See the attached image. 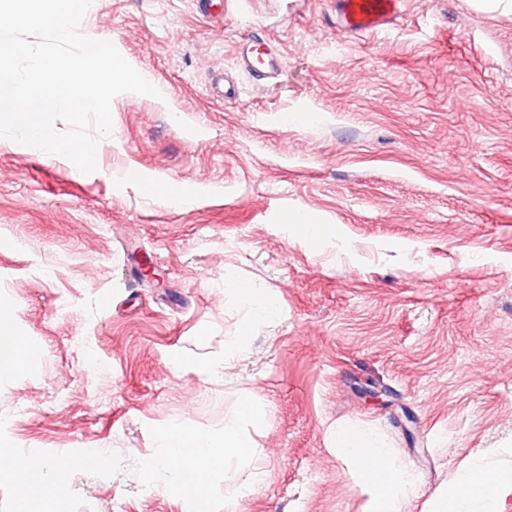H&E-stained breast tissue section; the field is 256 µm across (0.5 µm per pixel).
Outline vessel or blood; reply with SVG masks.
<instances>
[{
  "label": "vessel or blood",
  "mask_w": 512,
  "mask_h": 512,
  "mask_svg": "<svg viewBox=\"0 0 512 512\" xmlns=\"http://www.w3.org/2000/svg\"><path fill=\"white\" fill-rule=\"evenodd\" d=\"M404 0H336L338 28L347 34L373 35L387 30L401 17ZM281 55L271 44L239 50L241 67L256 80L272 78Z\"/></svg>",
  "instance_id": "vessel-or-blood-1"
}]
</instances>
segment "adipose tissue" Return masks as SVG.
<instances>
[{
	"instance_id": "adipose-tissue-1",
	"label": "adipose tissue",
	"mask_w": 512,
	"mask_h": 512,
	"mask_svg": "<svg viewBox=\"0 0 512 512\" xmlns=\"http://www.w3.org/2000/svg\"><path fill=\"white\" fill-rule=\"evenodd\" d=\"M227 301L247 306L250 325L268 320L275 312L273 302L260 295L249 281L228 278L224 281ZM251 399L240 394V407L234 418L224 423L222 437L191 427L174 419L161 428L155 437L154 448L147 462L153 484H161L168 473L178 477V487L185 501L209 500L207 477L213 471H228L253 457L251 438L243 432L242 422L261 423L262 415L251 408ZM332 445L349 466L363 478V493L367 497L365 512H404L414 491V479L406 466L397 462L391 449L379 446L360 430L336 427ZM85 457L54 459L45 463L39 458L10 454L0 462V474L20 483L16 512H35L38 504L60 497L62 486L47 481L46 468L85 466ZM512 500V467L497 468L492 478H485L481 460L475 459L457 469L450 485L444 486L432 499L429 512H469L472 504H480L484 512H505Z\"/></svg>"
}]
</instances>
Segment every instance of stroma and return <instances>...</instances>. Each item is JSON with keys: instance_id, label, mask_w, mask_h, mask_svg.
I'll use <instances>...</instances> for the list:
<instances>
[{"instance_id": "1", "label": "stroma", "mask_w": 512, "mask_h": 512, "mask_svg": "<svg viewBox=\"0 0 512 512\" xmlns=\"http://www.w3.org/2000/svg\"><path fill=\"white\" fill-rule=\"evenodd\" d=\"M80 31L158 94L113 99L90 174L0 138V317L28 354L0 375V448L106 457L50 472L66 494L49 512H183L147 481L153 435L174 417L222 434L243 389L266 422L252 460L210 475L213 512L257 470L241 512H363L340 423L411 468L405 512L469 457L512 458V15L406 0L357 36L335 0H224L220 20L96 0ZM248 36L278 46L277 77L241 71ZM219 72L239 99L210 94ZM229 274L275 301L272 322L225 302ZM241 334L225 376L174 366Z\"/></svg>"}]
</instances>
